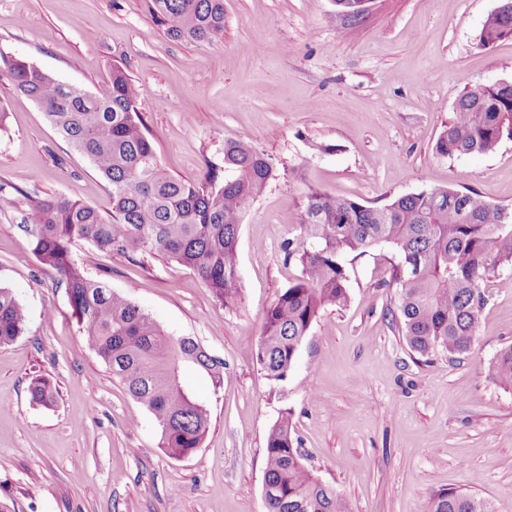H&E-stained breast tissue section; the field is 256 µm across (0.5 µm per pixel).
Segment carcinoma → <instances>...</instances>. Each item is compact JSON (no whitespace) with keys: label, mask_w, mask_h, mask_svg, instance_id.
Listing matches in <instances>:
<instances>
[{"label":"carcinoma","mask_w":512,"mask_h":512,"mask_svg":"<svg viewBox=\"0 0 512 512\" xmlns=\"http://www.w3.org/2000/svg\"><path fill=\"white\" fill-rule=\"evenodd\" d=\"M169 36L210 42L224 36V0H151ZM512 38V0L486 19L480 46ZM8 67L16 91L42 107L57 133L83 154L109 185L106 210L66 198L27 197L19 228L45 270L60 277L88 346L112 378L154 416L160 448L172 458L193 455L209 429L208 410L182 378L191 367L214 388L224 385V361L188 336L173 337L128 297L88 276L73 247L97 249L143 265L162 259L193 269L226 308L241 297L238 234L247 210L276 169L251 137L224 139L223 180L215 172L194 183L167 174L148 138L136 89L126 70L112 68L103 93L63 87L23 61ZM512 138V82L464 85L435 149L443 156L494 151ZM386 243L398 254L392 280L398 288V327L422 358L440 352L455 361L469 353L485 304L480 291L489 271L512 265V213L472 190L436 188L398 196L381 207L312 189L304 200L299 236L285 243L287 261L300 274L281 289L250 349L265 378L286 381L299 347L320 312L348 302L343 258ZM26 329V314L12 289L0 285V347ZM488 374L512 386V344L488 364ZM32 400L48 405L53 388L44 378L30 385ZM293 413L284 409L266 439L265 512H347L341 495L302 463ZM424 512H492L488 502L454 488L431 492Z\"/></svg>","instance_id":"1"}]
</instances>
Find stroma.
<instances>
[{
    "label": "stroma",
    "mask_w": 512,
    "mask_h": 512,
    "mask_svg": "<svg viewBox=\"0 0 512 512\" xmlns=\"http://www.w3.org/2000/svg\"><path fill=\"white\" fill-rule=\"evenodd\" d=\"M500 0H372L358 21L334 0H224V37H170L150 0H0V285L24 306L23 336L0 347V506L7 512H265V442L285 408L306 466L348 512H423L459 488L512 512V387L487 365L512 344V267L490 271L472 351L416 361L388 288L398 262L376 246L346 256L349 303L323 311L288 378L249 354L277 293L299 275L283 245L310 190L380 206L434 188L476 190L512 212V139L491 153L435 150L464 82H512V39L482 48ZM96 93L114 64L132 79L167 173L191 182L224 166V139L248 132L276 177L239 229L242 299L226 309L191 269L147 266L78 244L89 276L132 299L169 335L223 359L224 386L185 380L207 405L191 457L159 448L153 415L83 339L57 274L20 230L31 196L107 206L109 187L17 92L8 60ZM52 405L33 402L35 377Z\"/></svg>",
    "instance_id": "35a3bbf8"
}]
</instances>
